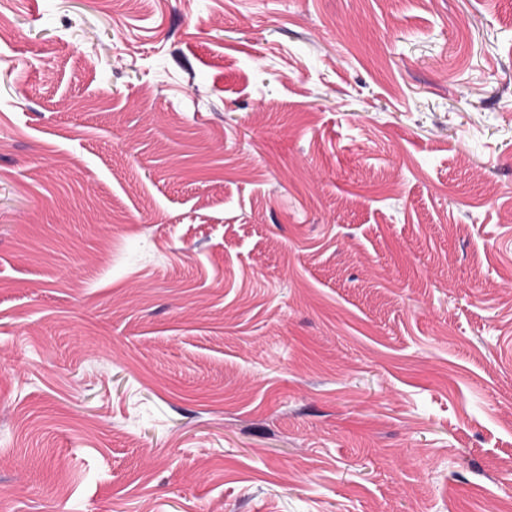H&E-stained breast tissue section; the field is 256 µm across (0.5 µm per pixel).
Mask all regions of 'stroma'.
<instances>
[{"label":"stroma","mask_w":512,"mask_h":512,"mask_svg":"<svg viewBox=\"0 0 512 512\" xmlns=\"http://www.w3.org/2000/svg\"><path fill=\"white\" fill-rule=\"evenodd\" d=\"M0 22V512H501L512 0Z\"/></svg>","instance_id":"stroma-1"}]
</instances>
